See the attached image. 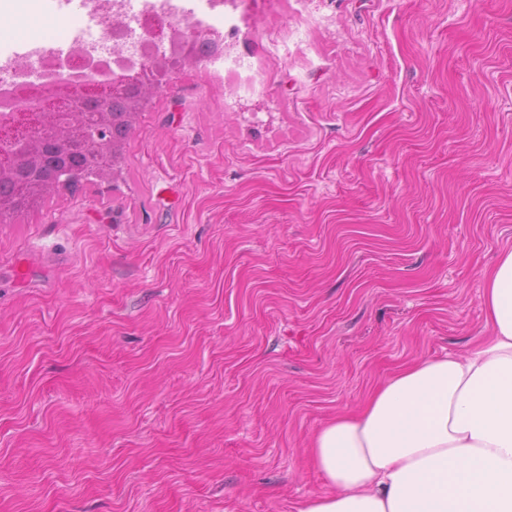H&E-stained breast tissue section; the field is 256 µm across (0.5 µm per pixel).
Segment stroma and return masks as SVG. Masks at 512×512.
Wrapping results in <instances>:
<instances>
[{
  "instance_id": "35a3bbf8",
  "label": "stroma",
  "mask_w": 512,
  "mask_h": 512,
  "mask_svg": "<svg viewBox=\"0 0 512 512\" xmlns=\"http://www.w3.org/2000/svg\"><path fill=\"white\" fill-rule=\"evenodd\" d=\"M230 44L250 70L170 69L118 179L0 221V512H298L315 431L487 333L512 0H256Z\"/></svg>"
}]
</instances>
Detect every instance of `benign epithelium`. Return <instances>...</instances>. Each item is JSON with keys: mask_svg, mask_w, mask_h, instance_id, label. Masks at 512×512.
<instances>
[{"mask_svg": "<svg viewBox=\"0 0 512 512\" xmlns=\"http://www.w3.org/2000/svg\"><path fill=\"white\" fill-rule=\"evenodd\" d=\"M145 31L151 45L168 42L173 58L200 62L192 54V46L204 38L203 33L181 28L174 22L159 34L149 26ZM45 69L46 93L0 84V178L19 159L39 162L47 146L63 154H99L106 146V103L125 97L135 85L142 90L135 112L139 115L148 111L167 72L166 63L154 54L112 60L84 52L66 58L51 57L45 62ZM94 177L96 174L88 170L65 164L55 170L49 185L62 190Z\"/></svg>", "mask_w": 512, "mask_h": 512, "instance_id": "1", "label": "benign epithelium"}]
</instances>
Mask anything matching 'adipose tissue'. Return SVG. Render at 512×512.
Returning <instances> with one entry per match:
<instances>
[{"mask_svg":"<svg viewBox=\"0 0 512 512\" xmlns=\"http://www.w3.org/2000/svg\"><path fill=\"white\" fill-rule=\"evenodd\" d=\"M482 278L488 335L319 428L307 451L326 490L298 512H512V250Z\"/></svg>","mask_w":512,"mask_h":512,"instance_id":"ef3b65f1","label":"adipose tissue"}]
</instances>
